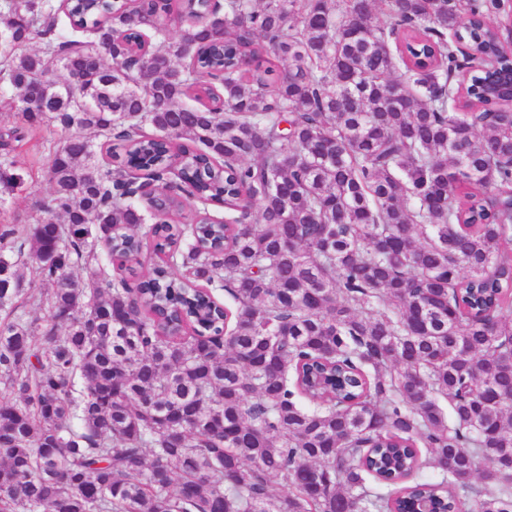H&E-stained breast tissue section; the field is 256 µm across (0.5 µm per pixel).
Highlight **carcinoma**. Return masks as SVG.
<instances>
[{
	"instance_id": "cac0c4a2",
	"label": "carcinoma",
	"mask_w": 512,
	"mask_h": 512,
	"mask_svg": "<svg viewBox=\"0 0 512 512\" xmlns=\"http://www.w3.org/2000/svg\"><path fill=\"white\" fill-rule=\"evenodd\" d=\"M499 7L224 0L142 50L207 0H0L6 136L103 139L68 136L51 218L0 229V512H512V114L446 47L512 68ZM17 92L0 82V133L17 125Z\"/></svg>"
}]
</instances>
